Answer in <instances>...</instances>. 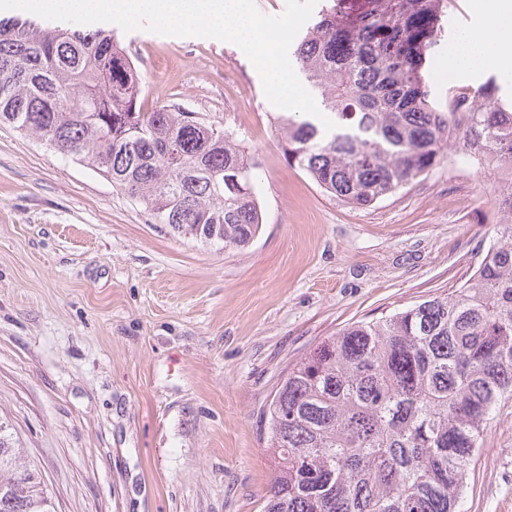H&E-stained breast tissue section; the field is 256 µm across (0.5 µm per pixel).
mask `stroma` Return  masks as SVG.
Wrapping results in <instances>:
<instances>
[{
	"label": "stroma",
	"instance_id": "1",
	"mask_svg": "<svg viewBox=\"0 0 512 512\" xmlns=\"http://www.w3.org/2000/svg\"><path fill=\"white\" fill-rule=\"evenodd\" d=\"M145 108L235 130L260 162L263 224L219 249L153 223L99 173L0 125V418L55 512H261L259 411L280 372L345 324L473 274L495 179L443 164L361 209L288 165L259 74L234 44L115 30ZM481 66L430 67L439 95ZM464 512H512V401L488 427Z\"/></svg>",
	"mask_w": 512,
	"mask_h": 512
}]
</instances>
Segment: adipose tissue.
I'll return each instance as SVG.
<instances>
[{"instance_id": "adipose-tissue-1", "label": "adipose tissue", "mask_w": 512, "mask_h": 512, "mask_svg": "<svg viewBox=\"0 0 512 512\" xmlns=\"http://www.w3.org/2000/svg\"><path fill=\"white\" fill-rule=\"evenodd\" d=\"M474 7L485 24L462 28L456 42L449 44V71L490 64L504 81L512 82V0H475Z\"/></svg>"}]
</instances>
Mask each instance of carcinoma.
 I'll return each mask as SVG.
<instances>
[{
    "label": "carcinoma",
    "instance_id": "cac0c4a2",
    "mask_svg": "<svg viewBox=\"0 0 512 512\" xmlns=\"http://www.w3.org/2000/svg\"><path fill=\"white\" fill-rule=\"evenodd\" d=\"M448 0H323L291 44L324 111L282 119L288 164L369 207L445 160L512 170V97L495 76L439 100L426 79ZM112 37L0 22V124L99 171L153 223L206 245L259 234V162L235 132L173 104L144 110ZM473 275L379 319L345 325L288 365L260 410L275 472L263 512H462L470 467L512 400V181ZM0 422V512H51Z\"/></svg>",
    "mask_w": 512,
    "mask_h": 512
}]
</instances>
